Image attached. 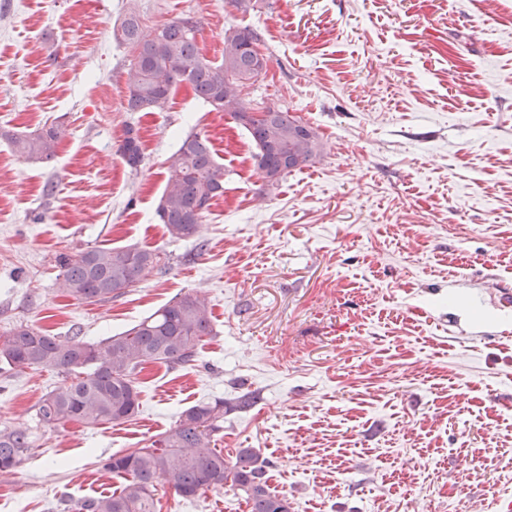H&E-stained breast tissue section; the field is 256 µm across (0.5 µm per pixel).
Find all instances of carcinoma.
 <instances>
[{
  "label": "carcinoma",
  "instance_id": "1",
  "mask_svg": "<svg viewBox=\"0 0 512 512\" xmlns=\"http://www.w3.org/2000/svg\"><path fill=\"white\" fill-rule=\"evenodd\" d=\"M201 22L184 14L151 30L130 13L113 28L114 38L131 49L127 65V109L154 112L165 109L177 84L186 82L213 111L230 116L245 128L255 147L253 159L269 185L320 155L317 132L286 109L271 108L267 117L250 121L256 110L244 95L261 75L266 62L249 50L260 44L248 27L224 30L220 62L200 52ZM64 131L55 125L11 137L15 153L30 162L46 163L56 153ZM126 165L138 170L142 153L133 127L120 146ZM167 184L156 214L170 237L193 236L211 201L224 194V165L218 163L208 139L188 134L167 158ZM58 287L78 301L108 303L135 287L152 270L160 274L158 254L138 247L94 246L75 257L59 258ZM213 329L207 302L185 293L137 322L131 328L99 341L81 336L59 341L42 331L19 324L0 335V362L11 369L51 367L67 383L49 392L38 407L39 421L49 427L79 422L87 427L121 423L140 408L138 374L143 365L168 367L197 361L203 338ZM254 404L244 394L233 401H200L184 409L174 425L149 444L107 459L104 468L124 478L120 491L65 504L69 512H156L155 492L162 486L183 499L226 485L243 492L250 512H289L288 497L271 490L265 478L268 462L252 448H241L232 460L215 447L224 415ZM31 447L27 430L0 432V473H9Z\"/></svg>",
  "mask_w": 512,
  "mask_h": 512
}]
</instances>
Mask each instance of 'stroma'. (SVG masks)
I'll return each mask as SVG.
<instances>
[{
	"mask_svg": "<svg viewBox=\"0 0 512 512\" xmlns=\"http://www.w3.org/2000/svg\"><path fill=\"white\" fill-rule=\"evenodd\" d=\"M131 12L195 15L214 62L225 27L259 33L268 70L245 96L308 122L321 157L268 185L246 130L184 83L164 110L128 111L112 28ZM56 124L51 163L8 141ZM129 125L135 172L118 153ZM191 132L224 193L176 240L155 209ZM90 246L153 250L167 272L74 300L59 258ZM187 292L209 299L213 333L193 364H147L121 424L43 426L65 376L0 370V430L33 440L0 474L8 512L112 492L108 457L248 392L216 445L268 461L290 512H512V0H0V333L97 341ZM157 496L160 512H249L228 487Z\"/></svg>",
	"mask_w": 512,
	"mask_h": 512,
	"instance_id": "35a3bbf8",
	"label": "stroma"
}]
</instances>
